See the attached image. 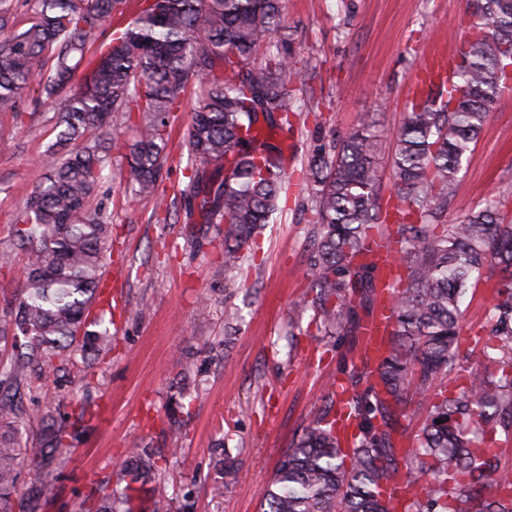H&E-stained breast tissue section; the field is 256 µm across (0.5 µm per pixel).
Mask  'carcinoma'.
I'll return each mask as SVG.
<instances>
[{
	"instance_id": "obj_1",
	"label": "carcinoma",
	"mask_w": 512,
	"mask_h": 512,
	"mask_svg": "<svg viewBox=\"0 0 512 512\" xmlns=\"http://www.w3.org/2000/svg\"><path fill=\"white\" fill-rule=\"evenodd\" d=\"M284 9L285 0H39L18 29L12 0H0V111L31 88L60 101L41 180L10 228L27 275L0 316V377L13 385L0 390V512H44L92 406L83 400L64 419L48 406L28 436L27 372L48 376L77 355L90 367L112 352L109 328L93 330L89 319L112 250V224L93 205L110 149L126 150L134 194L169 210L160 188L167 129L196 76L206 88L185 136L196 165L183 195L224 225V272L241 269L244 246L281 209L283 154L261 128L288 130L299 109L292 88L316 76L275 40ZM469 10L471 31L448 74L422 81L395 134L392 208L380 205L370 124L312 150L311 285L295 308L312 312L325 346L345 353L260 512H512V220L487 202L460 224L441 221L463 158L512 82V0H469ZM132 103L146 114L136 140L102 145L111 114ZM378 238L394 245L391 278ZM481 287L486 326L463 349L461 305ZM384 301V349L370 359L362 338ZM160 458L135 447L124 475L159 485ZM26 465L38 476L22 488ZM129 490L98 482L95 512H122Z\"/></svg>"
}]
</instances>
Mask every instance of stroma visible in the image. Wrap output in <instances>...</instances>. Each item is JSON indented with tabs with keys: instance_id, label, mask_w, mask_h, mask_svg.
I'll use <instances>...</instances> for the list:
<instances>
[{
	"instance_id": "35a3bbf8",
	"label": "stroma",
	"mask_w": 512,
	"mask_h": 512,
	"mask_svg": "<svg viewBox=\"0 0 512 512\" xmlns=\"http://www.w3.org/2000/svg\"><path fill=\"white\" fill-rule=\"evenodd\" d=\"M468 0H287L280 33L300 58L317 67L309 100L283 135L290 188L285 207L252 241L255 262L234 284L224 279V243L201 214L185 209L155 214L152 198L130 191L120 152L95 198L112 224V277L116 336L107 364L84 374L70 361L36 380L37 397L24 407L36 415L58 397L91 394L97 416L76 442L57 478L46 512H90L95 482L119 471L133 444L162 451L165 488L175 512H258L276 465L321 402L340 361L326 351L310 316L295 317L293 301L308 282L313 204L300 171L317 144L341 138L372 120L380 134V198L394 197V134L427 56L447 36L468 34ZM200 101L198 80L180 95L170 129L163 185L182 189L188 162L183 141ZM19 111L0 112V311L18 298L25 255L7 229L37 184V161L53 142L54 108L27 91ZM512 213V89L493 104L460 173L456 196L442 220L460 223L486 201ZM209 304L202 318L198 309ZM148 316H141L142 308ZM194 357L198 387L189 414L178 413L177 380ZM182 430L168 436L170 420ZM235 459L232 472L219 460Z\"/></svg>"
}]
</instances>
